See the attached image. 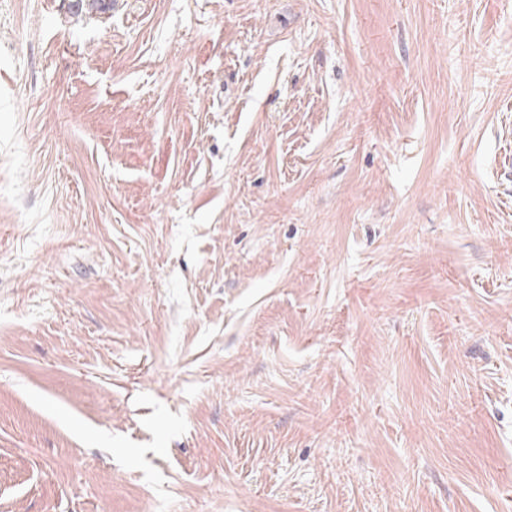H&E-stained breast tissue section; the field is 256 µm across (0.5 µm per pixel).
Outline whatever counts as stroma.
<instances>
[{
  "label": "stroma",
  "mask_w": 512,
  "mask_h": 512,
  "mask_svg": "<svg viewBox=\"0 0 512 512\" xmlns=\"http://www.w3.org/2000/svg\"><path fill=\"white\" fill-rule=\"evenodd\" d=\"M0 512H512V0H0Z\"/></svg>",
  "instance_id": "obj_1"
}]
</instances>
